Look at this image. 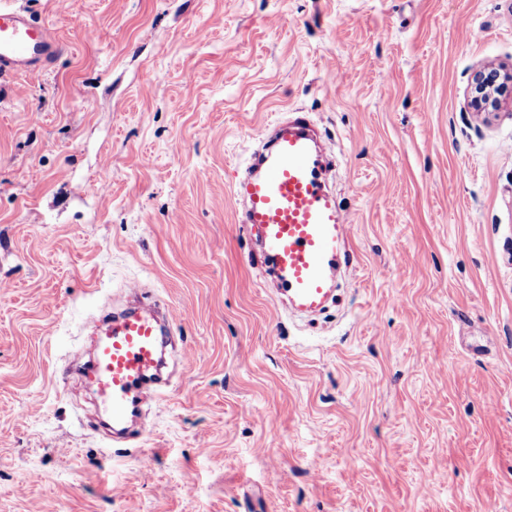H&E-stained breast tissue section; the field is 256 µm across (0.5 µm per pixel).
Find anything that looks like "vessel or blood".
I'll use <instances>...</instances> for the list:
<instances>
[{
	"label": "vessel or blood",
	"instance_id": "obj_1",
	"mask_svg": "<svg viewBox=\"0 0 512 512\" xmlns=\"http://www.w3.org/2000/svg\"><path fill=\"white\" fill-rule=\"evenodd\" d=\"M66 46L49 23L0 0V81L22 71L48 72ZM249 172L237 179L236 219L254 232L287 300L274 302V316L284 307L301 314L320 312L330 298L336 274L349 263L352 226L324 176L330 150L318 143L306 113L296 112L277 129L259 128ZM161 308L138 302L115 317L86 379L113 427L138 410L140 391L158 369L163 339Z\"/></svg>",
	"mask_w": 512,
	"mask_h": 512
}]
</instances>
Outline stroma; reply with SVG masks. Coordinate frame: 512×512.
I'll return each instance as SVG.
<instances>
[{"label": "stroma", "mask_w": 512, "mask_h": 512, "mask_svg": "<svg viewBox=\"0 0 512 512\" xmlns=\"http://www.w3.org/2000/svg\"><path fill=\"white\" fill-rule=\"evenodd\" d=\"M16 4L67 50L0 84V512H512V0ZM296 110L352 263L274 321L230 181ZM134 283L175 352L116 440L74 355ZM488 72H493L499 78L503 77L501 73L492 67L479 69L473 76L474 96L473 106L481 112H493L499 108L500 100L496 95L501 93V89H496L490 81L485 80ZM504 78V77H503Z\"/></svg>", "instance_id": "obj_1"}]
</instances>
